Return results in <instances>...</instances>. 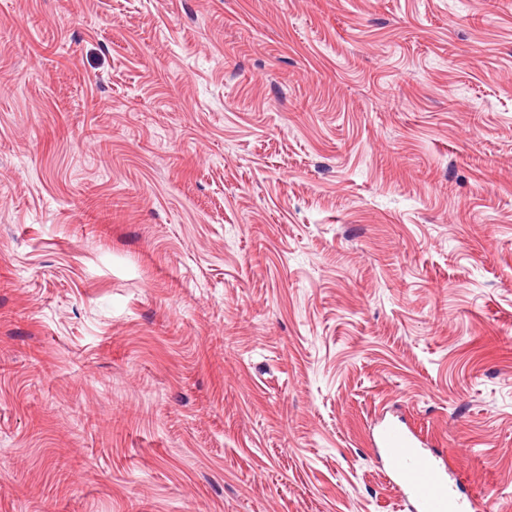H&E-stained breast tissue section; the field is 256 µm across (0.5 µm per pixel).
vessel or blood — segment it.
Segmentation results:
<instances>
[{
	"label": "vessel or blood",
	"mask_w": 512,
	"mask_h": 512,
	"mask_svg": "<svg viewBox=\"0 0 512 512\" xmlns=\"http://www.w3.org/2000/svg\"><path fill=\"white\" fill-rule=\"evenodd\" d=\"M373 445L386 464V476L411 512H474L475 505L437 455L405 423L382 421Z\"/></svg>",
	"instance_id": "b4317fda"
}]
</instances>
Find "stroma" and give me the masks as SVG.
<instances>
[{
  "label": "stroma",
  "mask_w": 512,
  "mask_h": 512,
  "mask_svg": "<svg viewBox=\"0 0 512 512\" xmlns=\"http://www.w3.org/2000/svg\"><path fill=\"white\" fill-rule=\"evenodd\" d=\"M384 414L512 512V0H0V512H403Z\"/></svg>",
  "instance_id": "obj_1"
}]
</instances>
